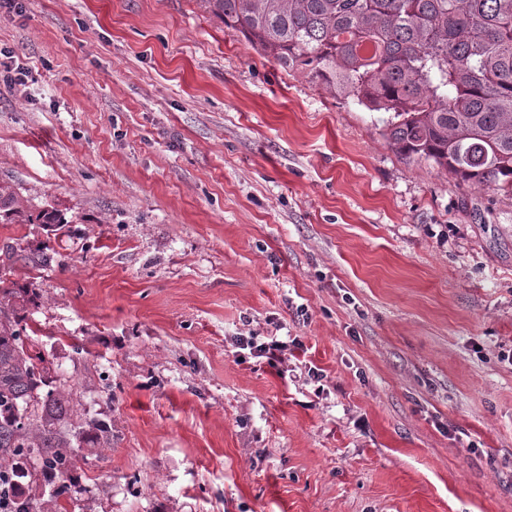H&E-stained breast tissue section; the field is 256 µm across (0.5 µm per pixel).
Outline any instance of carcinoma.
Returning a JSON list of instances; mask_svg holds the SVG:
<instances>
[{
	"mask_svg": "<svg viewBox=\"0 0 512 512\" xmlns=\"http://www.w3.org/2000/svg\"><path fill=\"white\" fill-rule=\"evenodd\" d=\"M202 2L311 85L394 113L384 136L398 153L512 194V0ZM20 214L0 186V223ZM29 344L0 311V476L14 485L35 463V486L68 512L53 479L77 461L69 397Z\"/></svg>",
	"mask_w": 512,
	"mask_h": 512,
	"instance_id": "obj_1",
	"label": "carcinoma"
}]
</instances>
